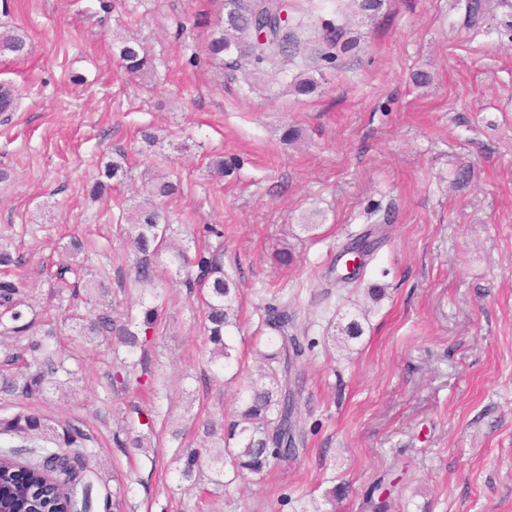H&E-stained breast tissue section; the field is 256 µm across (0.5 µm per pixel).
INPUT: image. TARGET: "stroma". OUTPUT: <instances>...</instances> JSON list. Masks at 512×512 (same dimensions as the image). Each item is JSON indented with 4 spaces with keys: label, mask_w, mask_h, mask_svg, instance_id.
I'll list each match as a JSON object with an SVG mask.
<instances>
[{
    "label": "stroma",
    "mask_w": 512,
    "mask_h": 512,
    "mask_svg": "<svg viewBox=\"0 0 512 512\" xmlns=\"http://www.w3.org/2000/svg\"><path fill=\"white\" fill-rule=\"evenodd\" d=\"M223 10V0H0V30L28 44L20 57L0 53V90L17 103L0 123V235L79 359L73 392L49 391L33 408L93 437L91 512L119 484L127 512H372L369 498L383 496L388 512H512V9L488 0L474 29L465 0H382L371 16L358 0H288L304 47L264 73L209 58ZM327 28L352 48L329 50ZM129 36L151 62L137 77L117 55ZM418 70L429 86L412 83ZM305 77L317 91L296 94ZM119 151L127 178L92 195ZM220 157L233 173L215 172ZM147 169L181 180L162 206L184 235L224 227L241 366L254 364L251 334L273 284L295 296L313 344L301 367L305 451L221 494L176 481L166 432L152 448L113 446L130 406L155 400L109 390L108 343L73 345L76 322L47 283L76 236L106 253L117 310L136 306V290L121 287L131 251L119 216L141 201ZM373 209L392 214L384 242L361 283H337L336 247ZM375 284L384 294L372 303ZM167 287V317L143 356L156 402L176 421L232 418L239 386L208 371L201 306L175 280ZM364 303L362 336L334 344L328 324L345 326ZM344 481L349 494L330 498Z\"/></svg>",
    "instance_id": "35a3bbf8"
}]
</instances>
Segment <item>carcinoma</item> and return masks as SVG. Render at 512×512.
I'll return each mask as SVG.
<instances>
[{"instance_id": "carcinoma-1", "label": "carcinoma", "mask_w": 512, "mask_h": 512, "mask_svg": "<svg viewBox=\"0 0 512 512\" xmlns=\"http://www.w3.org/2000/svg\"><path fill=\"white\" fill-rule=\"evenodd\" d=\"M228 10L214 23L209 43L211 58L215 61L238 49L237 58L254 72L263 73L283 65L297 45L294 31L285 27L271 30L265 41L258 39L253 19L278 13L287 7L282 0H225ZM0 46L17 54L26 52V41L17 35L0 36ZM118 54L125 69L140 75L148 65L142 44L133 39L119 42ZM105 180L122 181L127 170L120 160L104 167ZM98 180L92 192L100 194L109 184ZM180 192V185L170 179H159L153 185V194L159 199ZM128 221L124 234L132 250V276L127 284L140 292V315L114 316L110 281L104 265L91 271L85 260L63 264L56 279L65 280L72 273L81 278L74 284L71 297L84 293L90 318L79 325V335L85 337L113 336L124 349V358L112 366L107 374L108 387L114 392L131 388L154 391L153 374L139 355L153 340L165 316L164 299L157 292L159 280L166 273L179 278L188 292L199 294L204 310V333L212 345L207 366L217 377L228 371L230 380H240L239 406L235 419L224 424V418H207L195 422L197 435L214 440L212 445L181 446L175 456L178 479L191 486L199 484L201 476L209 473L208 484L216 490L250 475L262 476L276 469L280 463L298 455L305 446L303 432L297 424L300 386L292 379L296 366L306 359L309 347L297 333L296 313L291 300L282 288L270 289L273 303L264 308L255 330V346L259 364L253 372L233 370L237 362L236 348L231 336L240 332L241 314L238 304V284L224 272V230L213 225L204 227L211 241L183 244L175 238V225L161 222L155 206L136 207L125 216ZM379 227L370 225L352 234L339 247L336 260H341L349 246L363 247L369 239L374 244ZM168 255L169 265L159 268V259ZM24 264L20 252L12 242L0 238V270L9 272ZM0 335L15 339L22 356L6 354V362L23 361L19 376L0 381V392L24 400L42 398L48 388L63 389L77 380V360L63 350L50 346L57 336L53 323H37L36 306L31 289L24 280L0 278ZM167 427V418L160 411L132 408L123 424L112 433V444L117 448H142L148 436L155 434L156 426ZM0 435L32 442L45 438L49 447L8 446L0 449V469H12L23 461L30 469L33 482L15 492V512H89L91 485L84 482L87 464L96 458L93 437L81 427L64 423L50 425L31 412H18L0 417ZM49 476L64 489L63 496L47 501L38 500L34 490L41 479Z\"/></svg>"}]
</instances>
